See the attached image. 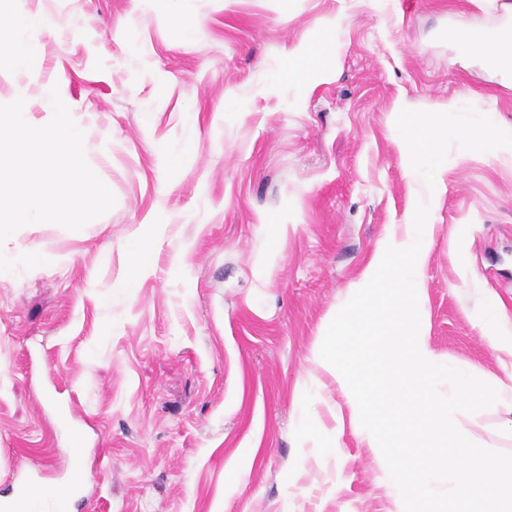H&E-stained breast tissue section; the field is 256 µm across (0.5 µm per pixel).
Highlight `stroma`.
I'll return each instance as SVG.
<instances>
[{
  "instance_id": "obj_1",
  "label": "stroma",
  "mask_w": 512,
  "mask_h": 512,
  "mask_svg": "<svg viewBox=\"0 0 512 512\" xmlns=\"http://www.w3.org/2000/svg\"><path fill=\"white\" fill-rule=\"evenodd\" d=\"M54 25L24 70L0 64V104L41 84L85 129L115 205L83 228L18 229L0 251L43 265L0 279V499L20 465L64 485L70 429L86 482L71 512H396L387 466L343 419L326 456L336 381L315 358L334 315L416 197L394 140L395 101L448 100L512 126V73L451 63L473 0H18ZM177 12L193 27L183 42ZM329 36L334 62L301 86L294 49ZM183 165L168 174L170 156ZM418 304L450 366L499 372L481 300L512 311V164L451 147ZM287 225L284 238L272 227ZM153 247L124 286L128 241ZM304 393H297L299 381ZM494 406L457 413L474 443L512 450Z\"/></svg>"
}]
</instances>
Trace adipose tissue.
<instances>
[{"label": "adipose tissue", "instance_id": "1", "mask_svg": "<svg viewBox=\"0 0 512 512\" xmlns=\"http://www.w3.org/2000/svg\"><path fill=\"white\" fill-rule=\"evenodd\" d=\"M0 22L6 25L0 55L19 68L34 60L51 33L43 13L17 8L14 0H0ZM448 45L458 61L474 54L484 61L497 57L512 64V23L490 30L469 20L456 21L448 29Z\"/></svg>", "mask_w": 512, "mask_h": 512}]
</instances>
